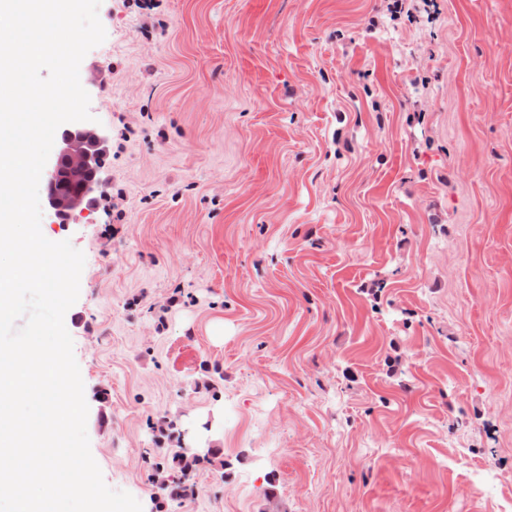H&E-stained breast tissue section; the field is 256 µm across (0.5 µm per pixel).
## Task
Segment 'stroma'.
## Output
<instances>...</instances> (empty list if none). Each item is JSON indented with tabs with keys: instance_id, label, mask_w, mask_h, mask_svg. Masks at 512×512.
<instances>
[{
	"instance_id": "1",
	"label": "stroma",
	"mask_w": 512,
	"mask_h": 512,
	"mask_svg": "<svg viewBox=\"0 0 512 512\" xmlns=\"http://www.w3.org/2000/svg\"><path fill=\"white\" fill-rule=\"evenodd\" d=\"M388 2L102 0L103 193L41 230L85 255L91 453L142 512L512 501V0ZM180 445L219 459L163 501Z\"/></svg>"
}]
</instances>
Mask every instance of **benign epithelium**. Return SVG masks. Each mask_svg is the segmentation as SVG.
Instances as JSON below:
<instances>
[{"label":"benign epithelium","mask_w":512,"mask_h":512,"mask_svg":"<svg viewBox=\"0 0 512 512\" xmlns=\"http://www.w3.org/2000/svg\"><path fill=\"white\" fill-rule=\"evenodd\" d=\"M106 152L107 136L101 131L83 126L64 131L45 184L47 206L58 223H68L102 192L100 170Z\"/></svg>","instance_id":"1"}]
</instances>
